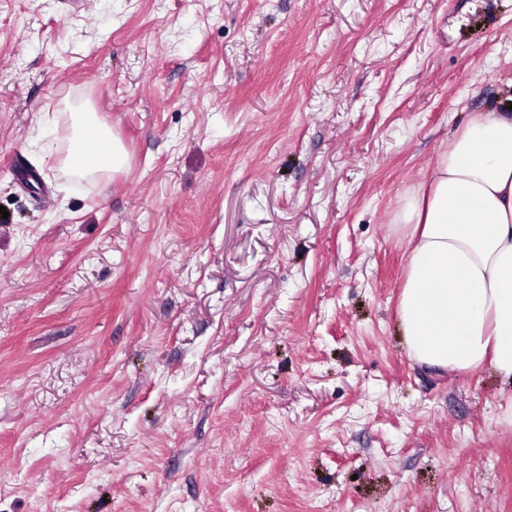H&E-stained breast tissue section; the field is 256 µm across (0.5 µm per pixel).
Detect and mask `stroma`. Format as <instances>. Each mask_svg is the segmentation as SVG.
I'll use <instances>...</instances> for the list:
<instances>
[{
	"label": "stroma",
	"instance_id": "1",
	"mask_svg": "<svg viewBox=\"0 0 512 512\" xmlns=\"http://www.w3.org/2000/svg\"><path fill=\"white\" fill-rule=\"evenodd\" d=\"M511 101L512 0H0V512H512L393 224ZM86 109L129 162L79 182Z\"/></svg>",
	"mask_w": 512,
	"mask_h": 512
}]
</instances>
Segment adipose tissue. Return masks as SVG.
Masks as SVG:
<instances>
[{
	"label": "adipose tissue",
	"mask_w": 512,
	"mask_h": 512,
	"mask_svg": "<svg viewBox=\"0 0 512 512\" xmlns=\"http://www.w3.org/2000/svg\"><path fill=\"white\" fill-rule=\"evenodd\" d=\"M87 140L91 171L127 166L121 140L81 112L72 152ZM395 223L408 242L398 317L410 359L512 380V113H471Z\"/></svg>",
	"instance_id": "ef3b65f1"
}]
</instances>
